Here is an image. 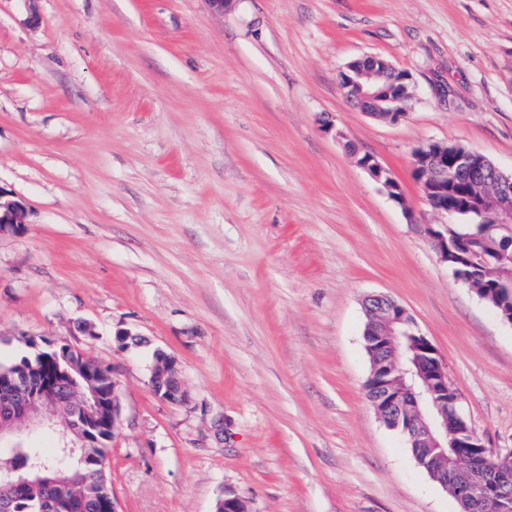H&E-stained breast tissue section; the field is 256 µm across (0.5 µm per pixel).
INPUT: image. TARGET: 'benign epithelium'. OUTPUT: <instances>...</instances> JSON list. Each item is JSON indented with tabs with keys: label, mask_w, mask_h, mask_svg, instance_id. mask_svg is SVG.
<instances>
[{
	"label": "benign epithelium",
	"mask_w": 512,
	"mask_h": 512,
	"mask_svg": "<svg viewBox=\"0 0 512 512\" xmlns=\"http://www.w3.org/2000/svg\"><path fill=\"white\" fill-rule=\"evenodd\" d=\"M412 76L396 68L382 57L369 55L351 61L340 73V85L346 98L366 114L398 122L406 115ZM358 166L379 183L395 202L403 200L400 183L377 158L346 144ZM413 172L431 207L448 213V190L458 184L460 177L474 185L491 184L505 202L496 209H488L473 195L459 197L460 206L475 210L495 224L512 222V173L509 175L495 166L483 154L430 141L414 153ZM25 208L22 203L4 199L0 192V234H18L24 229ZM441 259L447 263L462 264L477 252L478 241L465 237L448 243L440 231L432 232ZM370 324L366 334V349L372 360L375 378L370 401L378 415L388 425L407 422L410 447L426 452L439 451L435 456L442 472L453 476L457 496L468 502L482 503L495 499L501 512H512V490L506 484H497L485 474L484 465H492L498 476L512 477V450L496 452L485 447L469 428L457 429L448 420V404L459 402L458 395L449 389L448 373L435 346L416 326L408 311L384 294L369 296L364 303ZM412 336L415 351L422 362L413 368L401 367L404 352L400 337ZM151 369L149 385L153 394L165 401H188L176 361L159 350ZM66 382L61 373L49 370L35 387L23 388L12 379H0V444L16 441L41 428H51L54 422L44 410L53 406L72 404L73 413L92 412L95 402L74 396L64 398ZM471 448V462L465 468L448 461L445 448Z\"/></svg>",
	"instance_id": "obj_1"
}]
</instances>
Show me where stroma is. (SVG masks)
Segmentation results:
<instances>
[{
    "mask_svg": "<svg viewBox=\"0 0 512 512\" xmlns=\"http://www.w3.org/2000/svg\"><path fill=\"white\" fill-rule=\"evenodd\" d=\"M365 55L413 77L398 124L339 85ZM429 140L512 172V0H0V191L26 208L0 235V365L46 338L112 367L121 512H460L365 389L386 294L512 449V325L427 233L450 221L413 177ZM158 349L187 403L153 394ZM346 143V147L356 158L358 166L366 171L374 181L379 183L393 201L400 203L403 200L402 188L390 170L385 168L371 153L361 152L355 145L349 144L348 141ZM360 156H362L361 161L358 160Z\"/></svg>",
    "mask_w": 512,
    "mask_h": 512,
    "instance_id": "obj_1",
    "label": "stroma"
}]
</instances>
